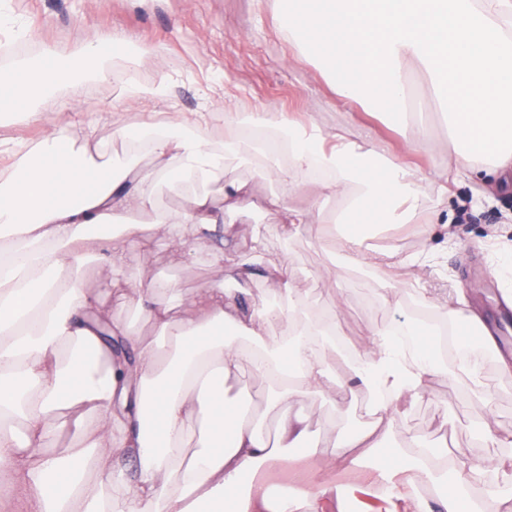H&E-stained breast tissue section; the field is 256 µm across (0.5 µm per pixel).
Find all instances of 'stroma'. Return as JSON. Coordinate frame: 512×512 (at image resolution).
<instances>
[{
	"mask_svg": "<svg viewBox=\"0 0 512 512\" xmlns=\"http://www.w3.org/2000/svg\"><path fill=\"white\" fill-rule=\"evenodd\" d=\"M1 5L31 30L29 43L35 52L48 48L75 65L91 34L109 32L149 46L151 59L137 66L117 57L111 61L108 81L86 79L76 88L45 93L37 102L44 123L25 122L18 114L0 117V146L26 150L44 130L56 128L70 137L75 148L106 167L129 154V141L120 135V128L150 120L177 123L212 111L216 117L208 127L209 139L220 145L224 113L268 106L349 134L358 126H369L378 146L389 151L403 141L399 131L383 123L380 113L357 102L337 101L322 64L300 51L277 26L281 0H0ZM162 79L175 109L150 113L127 101L130 84L152 85ZM408 84L424 124L420 146L408 155L421 171L423 193L410 223L378 231L367 243L402 256L426 250V288L443 294L462 290L468 310L484 321H498L502 298L486 242L492 238L512 247V233L506 230L512 221V191H494L488 180L477 177L438 194V185L453 174L448 166V127L427 77L412 71ZM234 180L248 182L260 201L285 188L239 149L226 154L223 169L204 186L215 206H223L224 184ZM190 195V188L176 180H162L151 206L119 216V223L140 227L123 271L129 285L168 281L185 296L220 283L230 288L239 257L258 247L265 266L293 270L294 285L306 297L305 318L333 325L342 338L326 352L332 399L306 397L286 409L287 415L307 416L318 440L315 457L289 463L288 478H269L272 485L292 487L299 480L298 469L312 470L320 462L335 460L339 434L357 431L368 421L370 397L351 391L341 372L355 361L359 346L369 342L372 329L416 320L420 300L413 288L396 279L394 270L345 267L339 251L342 227L336 222L344 205L341 198L323 196L320 220L289 239L279 232L276 216L260 205L225 214L220 232L202 234L187 228L186 247L177 250L155 235L153 216L187 208ZM445 211L452 213L453 224L431 223L433 214ZM217 247L224 250L220 267L211 258ZM328 268L343 282L344 305H337L320 276ZM388 289L394 290L399 304L384 301ZM478 375L493 395L491 405L478 400L470 380L440 374L432 379L428 394L403 410L398 427L402 434L447 443L451 486L461 482L470 466L512 454V446L501 441L503 435L512 434V374L501 372L497 354L485 351ZM486 416L493 420L494 435L475 430L476 422Z\"/></svg>",
	"mask_w": 512,
	"mask_h": 512,
	"instance_id": "1",
	"label": "stroma"
}]
</instances>
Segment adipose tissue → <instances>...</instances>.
Segmentation results:
<instances>
[{"label":"adipose tissue","mask_w":512,"mask_h":512,"mask_svg":"<svg viewBox=\"0 0 512 512\" xmlns=\"http://www.w3.org/2000/svg\"><path fill=\"white\" fill-rule=\"evenodd\" d=\"M280 24L301 50L317 51L339 100L379 106L407 131L410 147L421 132L408 127L406 78L410 68L424 69L448 124L456 181L484 173L498 189H512V0H287ZM123 44L96 33L80 67L36 58L1 71L0 112L26 110L34 87L74 84L82 70L106 80L103 62ZM224 122L240 131L275 127L296 167L334 173L310 190L305 208L279 195L265 199L282 233L312 223L322 197L336 194L347 201L338 218L344 254L376 264L384 254L364 249L366 229L408 222L418 206L419 171L376 149L368 129L350 137L270 108L228 112ZM208 124L203 112L190 134L152 122L124 134L148 142L161 173L197 184L224 165L223 151L203 134ZM9 170L0 181V238L12 240L0 249V512H322L327 480L308 476L285 500L256 482L260 471L309 457L317 446L305 419L283 415L285 405L329 393L330 330L297 318L292 272H266L287 295L284 307L246 309L222 288L174 304L164 282L131 298L118 239L137 228L114 227L112 219L151 203L154 186L138 156L101 178L92 156L52 131ZM219 212L200 193L176 217H158L156 228L182 248L187 227L209 230ZM104 248L109 313L95 308L83 276L87 258ZM132 303L166 335L167 347L137 338L121 316ZM107 319L111 336L134 342V361L114 357L99 336ZM274 321L280 334L269 332ZM442 368L426 325L377 329L351 378L384 400L360 432L342 438L337 464L368 467L392 490L408 475L436 481L448 457L444 444L413 437L398 445L394 434L402 407ZM243 373L266 380L263 408L229 396L226 378ZM272 415L279 419L273 439L265 427ZM56 424L73 428V444L60 451L46 446Z\"/></svg>","instance_id":"1"}]
</instances>
